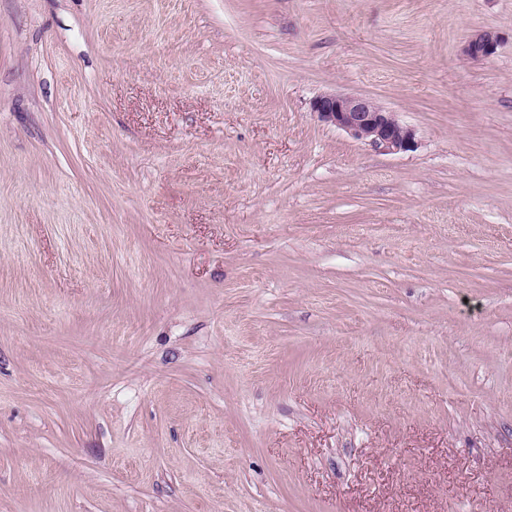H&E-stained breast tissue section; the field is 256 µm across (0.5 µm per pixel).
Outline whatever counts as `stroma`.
<instances>
[{
    "label": "stroma",
    "mask_w": 512,
    "mask_h": 512,
    "mask_svg": "<svg viewBox=\"0 0 512 512\" xmlns=\"http://www.w3.org/2000/svg\"><path fill=\"white\" fill-rule=\"evenodd\" d=\"M0 512H512V0H0ZM499 43V35L495 32L479 31L467 40L462 52L464 56L471 60L481 61L493 56ZM311 108L321 123L374 148L400 153L416 147L413 129L371 98L331 92L317 97Z\"/></svg>",
    "instance_id": "stroma-1"
}]
</instances>
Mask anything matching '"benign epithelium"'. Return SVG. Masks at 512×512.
Here are the masks:
<instances>
[{
    "label": "benign epithelium",
    "instance_id": "1",
    "mask_svg": "<svg viewBox=\"0 0 512 512\" xmlns=\"http://www.w3.org/2000/svg\"><path fill=\"white\" fill-rule=\"evenodd\" d=\"M499 35L492 31L474 33L462 52L467 58L481 61L496 53ZM312 112L321 123L340 129L354 139L386 152H408L416 147L413 129L404 125L396 113L371 98L340 92L317 97Z\"/></svg>",
    "mask_w": 512,
    "mask_h": 512
}]
</instances>
